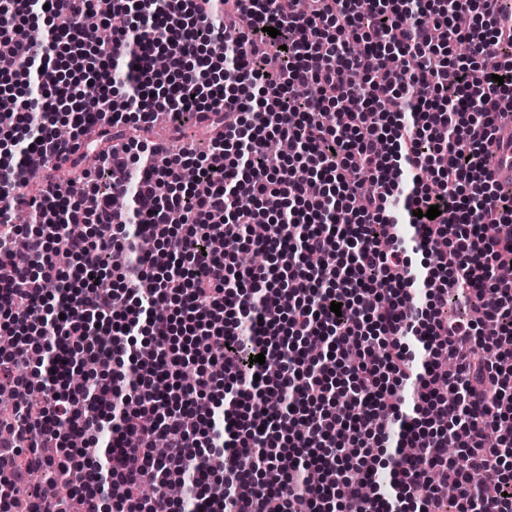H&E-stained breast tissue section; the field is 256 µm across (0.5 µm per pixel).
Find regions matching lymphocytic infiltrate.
Returning <instances> with one entry per match:
<instances>
[{
    "instance_id": "obj_1",
    "label": "lymphocytic infiltrate",
    "mask_w": 512,
    "mask_h": 512,
    "mask_svg": "<svg viewBox=\"0 0 512 512\" xmlns=\"http://www.w3.org/2000/svg\"><path fill=\"white\" fill-rule=\"evenodd\" d=\"M499 11L500 0H305L300 12L294 0H0V131L22 135L0 153V327L29 332L0 351L14 395L0 416L9 512H104L108 497L116 512H512V434L485 445L512 417V351L500 345L512 336V190L489 172L512 104V27ZM90 14L129 24L95 43ZM41 21L49 39L36 47L27 30ZM347 27L360 52L338 37ZM453 42L470 62L450 67ZM157 53L166 71L152 68ZM340 63L362 83L342 82ZM90 83L105 88L93 103ZM157 111L208 112L221 131L198 156L109 146L111 188L90 206L50 185L14 196L30 169L68 162L86 130ZM136 169L138 190L114 209ZM432 205L438 217H416ZM19 209L29 223H14ZM259 223L268 231L252 246L273 270L196 250ZM73 224L94 231L75 236ZM144 235L159 243L154 260L137 250ZM437 238L447 252L414 267L410 252ZM104 256L117 287L97 285ZM452 296L496 335L449 320ZM88 346L104 375L59 392L26 371L35 357L75 368ZM260 353L265 364L251 363ZM259 396L280 410L256 411ZM201 399L211 410L197 418ZM390 423L414 452L392 458L383 485ZM73 436L78 459L46 453ZM50 466L69 493L49 502L28 476ZM163 481L184 499L139 497Z\"/></svg>"
}]
</instances>
